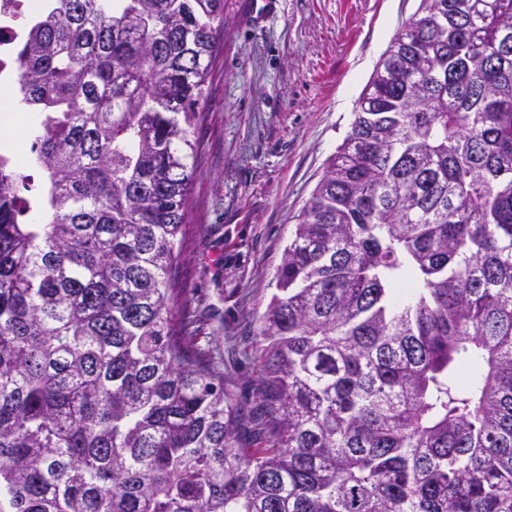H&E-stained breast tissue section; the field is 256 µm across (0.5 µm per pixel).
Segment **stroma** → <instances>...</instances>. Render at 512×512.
I'll return each instance as SVG.
<instances>
[{
	"label": "stroma",
	"mask_w": 512,
	"mask_h": 512,
	"mask_svg": "<svg viewBox=\"0 0 512 512\" xmlns=\"http://www.w3.org/2000/svg\"><path fill=\"white\" fill-rule=\"evenodd\" d=\"M419 0H224L176 278L236 397L294 224Z\"/></svg>",
	"instance_id": "1"
}]
</instances>
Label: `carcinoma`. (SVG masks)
I'll list each match as a JSON object with an SVG mask.
<instances>
[{
    "label": "carcinoma",
    "instance_id": "obj_1",
    "mask_svg": "<svg viewBox=\"0 0 512 512\" xmlns=\"http://www.w3.org/2000/svg\"><path fill=\"white\" fill-rule=\"evenodd\" d=\"M224 0H46L0 142V512H512V0H420L298 216L253 400L172 319Z\"/></svg>",
    "mask_w": 512,
    "mask_h": 512
}]
</instances>
